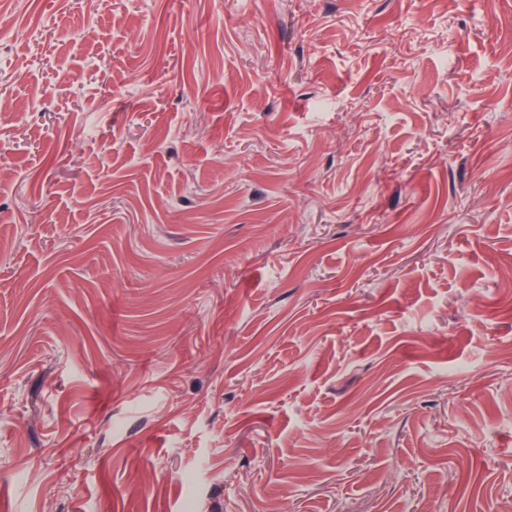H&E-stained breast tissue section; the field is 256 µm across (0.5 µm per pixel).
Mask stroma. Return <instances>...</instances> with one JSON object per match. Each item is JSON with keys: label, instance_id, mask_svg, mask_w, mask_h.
<instances>
[{"label": "stroma", "instance_id": "35a3bbf8", "mask_svg": "<svg viewBox=\"0 0 512 512\" xmlns=\"http://www.w3.org/2000/svg\"><path fill=\"white\" fill-rule=\"evenodd\" d=\"M0 4V512H512V0Z\"/></svg>", "mask_w": 512, "mask_h": 512}]
</instances>
